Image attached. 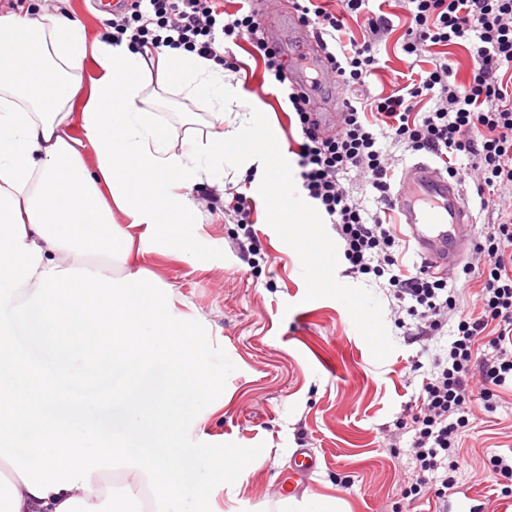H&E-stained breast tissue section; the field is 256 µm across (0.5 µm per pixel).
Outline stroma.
Listing matches in <instances>:
<instances>
[{
    "label": "stroma",
    "mask_w": 512,
    "mask_h": 512,
    "mask_svg": "<svg viewBox=\"0 0 512 512\" xmlns=\"http://www.w3.org/2000/svg\"><path fill=\"white\" fill-rule=\"evenodd\" d=\"M405 11L392 10L393 27L378 44L381 70L372 94L391 91L396 72L410 59L400 50ZM245 91L264 107V124L275 127L290 155L280 176L295 204L309 200L301 186L299 128L275 91L262 83L263 63L247 42L233 47ZM170 95L158 110L176 137L207 130L210 112L181 113ZM250 199L252 260L239 248V228L224 212L234 193ZM190 228L192 255L157 251L141 258L167 285L171 312L180 321H204L200 338L217 384L196 409L198 425L182 440L199 450L196 485L208 499L181 503L182 512H273L297 449L316 453L320 464L301 478L305 496L344 500L349 512H440L432 498L402 497L415 483L411 432L399 426L414 405L422 380L447 339L419 342L394 324L392 302L374 278L348 276L337 259L330 286L313 283L297 235L267 223L268 205L249 179L217 188L194 185ZM245 448L260 466L235 488L212 484L209 451ZM494 455L512 456V391L501 390L495 409L475 405L462 436L458 489L478 501V512H512V496L500 492L497 474L484 467Z\"/></svg>",
    "instance_id": "stroma-1"
}]
</instances>
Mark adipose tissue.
<instances>
[{"label": "adipose tissue", "instance_id": "adipose-tissue-1", "mask_svg": "<svg viewBox=\"0 0 512 512\" xmlns=\"http://www.w3.org/2000/svg\"><path fill=\"white\" fill-rule=\"evenodd\" d=\"M153 72L223 131L176 139L149 105ZM261 110L196 53L102 42L36 0L0 11V512H173L196 494L181 439L215 377L199 326L172 318L133 248L161 238L189 254L192 208L170 183L223 186L233 160L271 187ZM100 397L128 411L122 432L90 421Z\"/></svg>", "mask_w": 512, "mask_h": 512}]
</instances>
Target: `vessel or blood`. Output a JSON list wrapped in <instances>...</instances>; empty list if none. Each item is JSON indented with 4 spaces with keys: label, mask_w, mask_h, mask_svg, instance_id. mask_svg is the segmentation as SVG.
Masks as SVG:
<instances>
[{
    "label": "vessel or blood",
    "mask_w": 512,
    "mask_h": 512,
    "mask_svg": "<svg viewBox=\"0 0 512 512\" xmlns=\"http://www.w3.org/2000/svg\"><path fill=\"white\" fill-rule=\"evenodd\" d=\"M285 61L296 80L303 63L319 70L329 66L313 36L289 48ZM392 206L398 233L413 244L431 271L448 274L467 258L475 240V219L460 185L433 161L416 160L405 167Z\"/></svg>",
    "instance_id": "1"
}]
</instances>
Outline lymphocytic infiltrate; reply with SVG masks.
<instances>
[{"label":"lymphocytic infiltrate","instance_id":"lymphocytic-infiltrate-1","mask_svg":"<svg viewBox=\"0 0 512 512\" xmlns=\"http://www.w3.org/2000/svg\"><path fill=\"white\" fill-rule=\"evenodd\" d=\"M254 2L238 0L228 11L223 0H132L113 18L112 40L126 39L154 54L182 48L227 69L237 63L220 46L248 42L264 62L269 86L296 116L302 187L332 224L349 273L385 279L396 302L395 325L412 322L416 340H431L455 321L448 351L423 379L408 415L411 454L421 477L403 492L407 498L447 501L457 485L471 405L491 407L495 389L512 384V203L504 221L487 225L463 267L478 284L474 307L465 311L458 309V294L446 277L404 264L395 225L368 214L342 180L356 174L362 187L389 202L394 163L379 145L385 138L436 156L450 178H475L482 203L512 189V0H402L409 22L403 53L419 59L437 46L465 45L471 72L460 82L447 64L436 62L395 75L391 92L378 95L367 86L380 63L375 45L391 27L386 14L369 10V0H340L337 13L323 0H295L346 92L343 125L331 136L321 132L305 94L289 83L282 52L265 39ZM350 20L359 24L361 38L346 37ZM426 99L433 107L417 113ZM462 155L472 157L470 167L457 166Z\"/></svg>","mask_w":512,"mask_h":512}]
</instances>
